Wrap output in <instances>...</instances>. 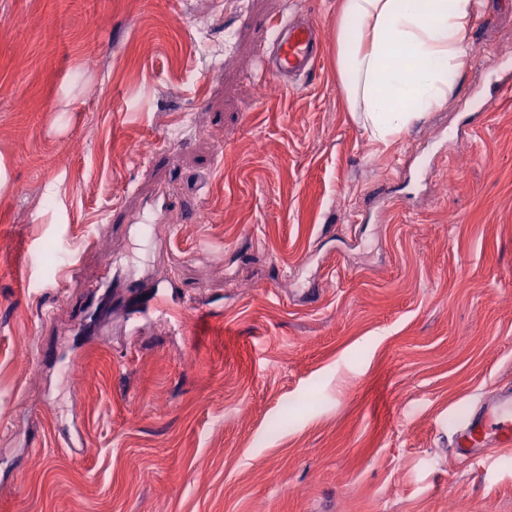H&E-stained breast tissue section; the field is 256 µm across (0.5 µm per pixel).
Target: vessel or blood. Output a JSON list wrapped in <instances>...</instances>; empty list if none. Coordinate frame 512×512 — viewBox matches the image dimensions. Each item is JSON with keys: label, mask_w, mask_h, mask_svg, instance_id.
Segmentation results:
<instances>
[{"label": "vessel or blood", "mask_w": 512, "mask_h": 512, "mask_svg": "<svg viewBox=\"0 0 512 512\" xmlns=\"http://www.w3.org/2000/svg\"><path fill=\"white\" fill-rule=\"evenodd\" d=\"M260 64L268 77L287 84L295 77L315 73L321 55L317 25L288 17L267 19L261 26ZM512 449V385L483 398L458 423L452 453L460 459L480 462L488 449Z\"/></svg>", "instance_id": "vessel-or-blood-1"}]
</instances>
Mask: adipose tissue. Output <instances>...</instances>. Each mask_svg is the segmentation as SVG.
<instances>
[{"mask_svg": "<svg viewBox=\"0 0 512 512\" xmlns=\"http://www.w3.org/2000/svg\"><path fill=\"white\" fill-rule=\"evenodd\" d=\"M477 0H341L336 66L370 139L389 145L447 104L464 67Z\"/></svg>", "mask_w": 512, "mask_h": 512, "instance_id": "obj_1", "label": "adipose tissue"}]
</instances>
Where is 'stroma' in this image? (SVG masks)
Masks as SVG:
<instances>
[{"label":"stroma","instance_id":"stroma-1","mask_svg":"<svg viewBox=\"0 0 512 512\" xmlns=\"http://www.w3.org/2000/svg\"><path fill=\"white\" fill-rule=\"evenodd\" d=\"M339 4L0 0V512H512V454L448 447L512 383V100L477 106L512 0L385 150ZM291 12L323 51L286 90ZM171 278L208 316L117 293ZM260 64L268 77L288 88L296 76L315 73L321 55L317 25L288 17L267 19L261 25Z\"/></svg>","mask_w":512,"mask_h":512}]
</instances>
